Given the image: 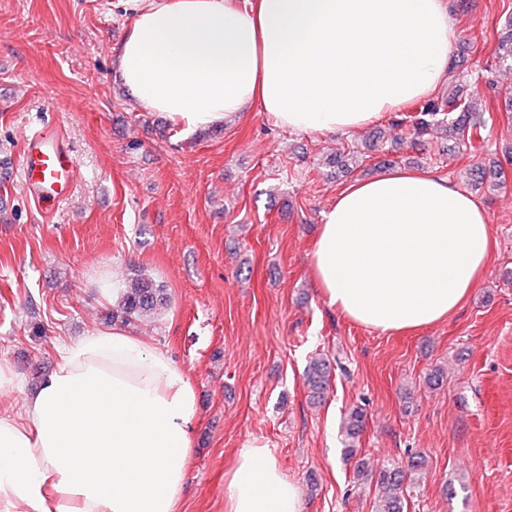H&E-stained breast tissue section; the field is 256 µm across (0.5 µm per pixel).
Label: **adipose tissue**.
<instances>
[{
  "mask_svg": "<svg viewBox=\"0 0 512 512\" xmlns=\"http://www.w3.org/2000/svg\"><path fill=\"white\" fill-rule=\"evenodd\" d=\"M114 54L127 90L190 132L247 108L335 135L429 97L448 79V0H127ZM492 231L471 194L433 173L352 181L311 254L323 303L372 330L448 319L484 272ZM58 363L0 415V512H180L201 415L169 352L126 327L57 348ZM225 512H302L298 483L249 440Z\"/></svg>",
  "mask_w": 512,
  "mask_h": 512,
  "instance_id": "obj_1",
  "label": "adipose tissue"
}]
</instances>
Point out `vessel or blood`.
Returning a JSON list of instances; mask_svg holds the SVG:
<instances>
[{
    "instance_id": "b4317fda",
    "label": "vessel or blood",
    "mask_w": 512,
    "mask_h": 512,
    "mask_svg": "<svg viewBox=\"0 0 512 512\" xmlns=\"http://www.w3.org/2000/svg\"><path fill=\"white\" fill-rule=\"evenodd\" d=\"M19 169L35 201L59 203L75 183L78 164L58 137L36 132L26 141Z\"/></svg>"
}]
</instances>
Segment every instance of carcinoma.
Returning <instances> with one entry per match:
<instances>
[{"mask_svg": "<svg viewBox=\"0 0 512 512\" xmlns=\"http://www.w3.org/2000/svg\"><path fill=\"white\" fill-rule=\"evenodd\" d=\"M508 35L502 38L495 50L494 61L500 66L512 68V20L508 22ZM410 124L413 136L420 139L434 126L444 127L454 138L457 147L473 148L484 139L487 121L479 117L471 100L454 93L419 101L411 113L396 115L390 122L394 131ZM170 301L167 288L161 282L143 274H138L127 283L126 290L114 303L111 317L132 323L152 315L166 307ZM330 369L326 360L313 359L306 371L305 384L310 400L318 403L325 398L329 388ZM365 427V416L361 409H349L342 425L344 456L354 462V475L368 476L365 462L358 457L360 438ZM406 472L396 463L380 467L376 479L378 503L376 512H404V484Z\"/></svg>", "mask_w": 512, "mask_h": 512, "instance_id": "carcinoma-1", "label": "carcinoma"}]
</instances>
